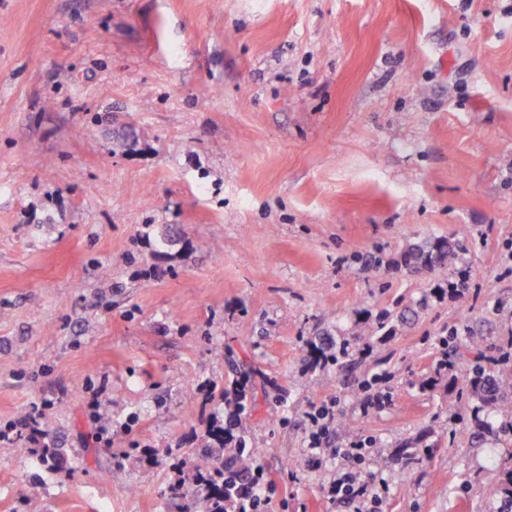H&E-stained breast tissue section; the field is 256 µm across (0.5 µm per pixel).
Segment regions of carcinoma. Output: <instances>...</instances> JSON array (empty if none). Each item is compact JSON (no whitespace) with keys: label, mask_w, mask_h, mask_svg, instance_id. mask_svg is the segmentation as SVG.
I'll list each match as a JSON object with an SVG mask.
<instances>
[{"label":"carcinoma","mask_w":512,"mask_h":512,"mask_svg":"<svg viewBox=\"0 0 512 512\" xmlns=\"http://www.w3.org/2000/svg\"><path fill=\"white\" fill-rule=\"evenodd\" d=\"M452 254L448 241H426L412 245L405 252V262L414 269L425 267L443 271L448 269ZM455 384L459 385L460 392L467 393L483 406L497 411L508 406L503 393L505 388H512V379L487 371L479 357L463 367ZM225 432L224 422L220 420L206 431V445L195 453L190 476L172 487L175 497L194 498L197 512H224V494L229 492V487L250 477L253 459L248 455L239 457L237 465L224 471ZM40 434L44 442V462L52 467L59 466L65 453L55 444L53 419L43 418Z\"/></svg>","instance_id":"obj_1"}]
</instances>
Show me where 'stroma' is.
Wrapping results in <instances>:
<instances>
[{
  "mask_svg": "<svg viewBox=\"0 0 512 512\" xmlns=\"http://www.w3.org/2000/svg\"><path fill=\"white\" fill-rule=\"evenodd\" d=\"M511 251L512 0H0V430L65 450L0 444V512H194L168 451L241 380L267 512H353L331 399L382 512H504L512 415L448 381L512 371ZM453 254L452 246L447 240L442 242H422L412 245L405 252L406 265L420 269L421 267L439 271L448 269V260ZM334 404L333 401L315 404L308 413L311 431L305 463L316 468L321 466L325 454L336 457L341 465L336 471V479L328 485L329 497L356 504V512H379L387 483L382 482L375 492L370 493L368 485L361 479V467L371 456L372 442L356 439L349 442L346 448H330L329 434L335 421ZM41 427L40 434L44 442V448H42L44 462L49 466L58 467L65 458V453L63 448L55 444V422L45 416L41 422Z\"/></svg>",
  "mask_w": 512,
  "mask_h": 512,
  "instance_id": "obj_1",
  "label": "stroma"
}]
</instances>
